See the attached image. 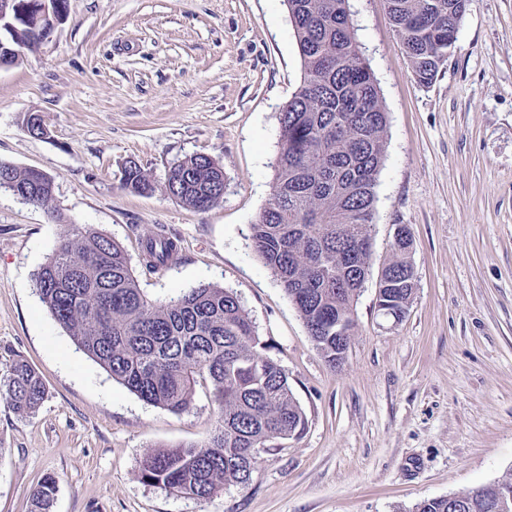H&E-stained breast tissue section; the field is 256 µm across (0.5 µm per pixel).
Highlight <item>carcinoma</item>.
Instances as JSON below:
<instances>
[{"label": "carcinoma", "mask_w": 512, "mask_h": 512, "mask_svg": "<svg viewBox=\"0 0 512 512\" xmlns=\"http://www.w3.org/2000/svg\"><path fill=\"white\" fill-rule=\"evenodd\" d=\"M302 83L281 110V142L268 206L252 225L255 250L296 305L309 335L331 366L342 360L336 323L353 328L352 310L372 250L374 188L385 150L386 112L370 67L359 53L348 0H286ZM470 0H386L389 15L417 83L430 85L448 59ZM52 199L44 176L0 163V182ZM123 187L150 188L141 168H125ZM166 189L205 211L224 195V172L209 156L193 155L168 174ZM394 242L385 271L399 276L391 300L408 309L415 271L408 260L410 231ZM143 267L154 273L176 252L164 232L141 242ZM36 288L54 320L112 379L143 401L184 411L196 387H211L217 422L209 438L162 449L142 463L144 481L171 494L205 499L225 484L245 485L259 449L288 433H302L305 414L287 374L260 353L262 343L237 296L201 285L168 301L139 288L129 258L113 239L73 227L36 274ZM45 385L22 359L0 379V396L28 415L45 399ZM56 480L44 477L31 512H49ZM512 481L464 492L461 512H496ZM415 512H453L448 500L426 499Z\"/></svg>", "instance_id": "carcinoma-1"}]
</instances>
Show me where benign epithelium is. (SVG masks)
Segmentation results:
<instances>
[{
  "mask_svg": "<svg viewBox=\"0 0 512 512\" xmlns=\"http://www.w3.org/2000/svg\"><path fill=\"white\" fill-rule=\"evenodd\" d=\"M66 15L63 0H0V68L19 57L12 34L25 32V48L36 49Z\"/></svg>",
  "mask_w": 512,
  "mask_h": 512,
  "instance_id": "obj_1",
  "label": "benign epithelium"
}]
</instances>
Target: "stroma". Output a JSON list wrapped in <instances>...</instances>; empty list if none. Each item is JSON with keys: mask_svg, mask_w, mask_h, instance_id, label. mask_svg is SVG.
I'll return each mask as SVG.
<instances>
[{"mask_svg": "<svg viewBox=\"0 0 512 512\" xmlns=\"http://www.w3.org/2000/svg\"><path fill=\"white\" fill-rule=\"evenodd\" d=\"M348 5L387 131L368 274L337 368L252 244L280 112L303 78L285 0H68L50 38L0 70V162L54 182L45 206L0 189V375L20 356L47 390L23 417L0 398V512H30L49 474L50 512H414L512 479V0H471L427 87L385 0ZM29 113L46 137L27 132ZM195 154L224 170V196L203 212L166 191ZM132 162L148 192L122 187ZM399 224L416 279L393 322L377 289ZM75 225L119 242L150 298L202 284L238 296L307 417L300 436L261 452L248 485L194 499L142 480L148 453L205 441L217 411L205 385L180 413L142 401L55 322L35 276ZM160 231L179 248L149 274L140 242Z\"/></svg>", "mask_w": 512, "mask_h": 512, "instance_id": "35a3bbf8", "label": "stroma"}]
</instances>
